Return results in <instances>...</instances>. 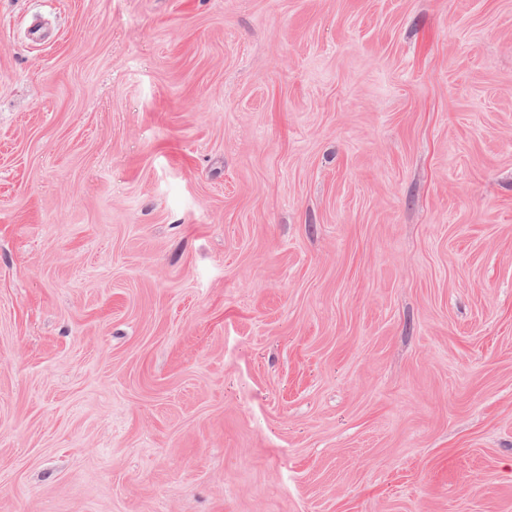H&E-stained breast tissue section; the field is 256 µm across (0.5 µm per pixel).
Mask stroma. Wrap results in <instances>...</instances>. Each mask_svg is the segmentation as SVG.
Returning <instances> with one entry per match:
<instances>
[{"label": "stroma", "instance_id": "stroma-1", "mask_svg": "<svg viewBox=\"0 0 512 512\" xmlns=\"http://www.w3.org/2000/svg\"><path fill=\"white\" fill-rule=\"evenodd\" d=\"M0 512H512V0H0Z\"/></svg>", "mask_w": 512, "mask_h": 512}]
</instances>
